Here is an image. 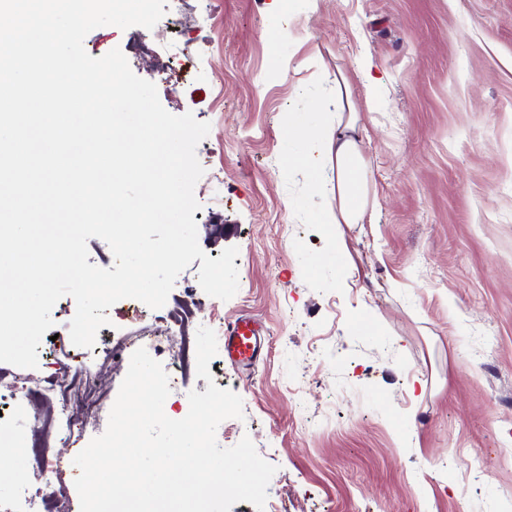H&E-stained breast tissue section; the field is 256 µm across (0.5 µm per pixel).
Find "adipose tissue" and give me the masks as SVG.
Here are the masks:
<instances>
[{"label": "adipose tissue", "instance_id": "1", "mask_svg": "<svg viewBox=\"0 0 512 512\" xmlns=\"http://www.w3.org/2000/svg\"><path fill=\"white\" fill-rule=\"evenodd\" d=\"M336 120L315 131L318 155L309 165L313 192L325 195L328 208L322 223L332 225L337 242H344L346 227L363 223L374 207L367 164L357 141L358 114L350 100L344 78H337ZM329 168L331 177L321 175Z\"/></svg>", "mask_w": 512, "mask_h": 512}]
</instances>
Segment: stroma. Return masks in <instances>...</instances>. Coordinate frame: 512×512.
Listing matches in <instances>:
<instances>
[{
    "label": "stroma",
    "mask_w": 512,
    "mask_h": 512,
    "mask_svg": "<svg viewBox=\"0 0 512 512\" xmlns=\"http://www.w3.org/2000/svg\"><path fill=\"white\" fill-rule=\"evenodd\" d=\"M83 45L121 49L168 112L209 123L198 242L213 259L239 249L229 301L204 293L196 260L162 308L114 304L97 341L168 330L185 303L194 320L165 352L244 314L265 326L252 372L216 355L164 404L184 418L211 381L241 397L216 437L275 465L260 512H512V0H168L152 29L102 26ZM340 75L375 199L343 251L309 188L314 146L288 138L334 119ZM75 311L59 299L63 343L42 338L37 368L0 374L72 389ZM52 408L0 411L1 504L33 483L25 448Z\"/></svg>",
    "instance_id": "stroma-1"
}]
</instances>
